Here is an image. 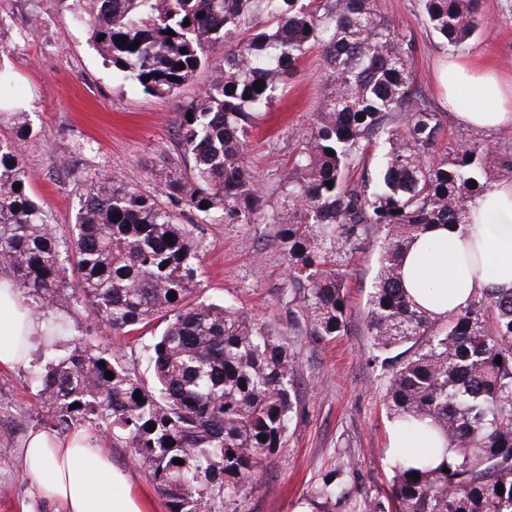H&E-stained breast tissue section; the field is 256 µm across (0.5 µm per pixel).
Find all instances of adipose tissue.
<instances>
[{
  "label": "adipose tissue",
  "mask_w": 512,
  "mask_h": 512,
  "mask_svg": "<svg viewBox=\"0 0 512 512\" xmlns=\"http://www.w3.org/2000/svg\"><path fill=\"white\" fill-rule=\"evenodd\" d=\"M438 78L461 124L488 133L512 127V79L458 58L449 59ZM467 95L472 104L460 106ZM402 278L410 298L434 317L465 306L483 288L512 289V182L478 197L468 223L436 225L419 236L403 257ZM43 330L18 289L0 275V368L26 361ZM25 469L31 489L49 496L56 512H142L132 493L113 496V486L127 478L83 431L64 439L34 433Z\"/></svg>",
  "instance_id": "1"
}]
</instances>
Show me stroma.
<instances>
[{"instance_id": "35a3bbf8", "label": "stroma", "mask_w": 512, "mask_h": 512, "mask_svg": "<svg viewBox=\"0 0 512 512\" xmlns=\"http://www.w3.org/2000/svg\"><path fill=\"white\" fill-rule=\"evenodd\" d=\"M71 9L72 0H0V69L32 131L23 145L29 188L60 226L72 222L81 189L105 174L144 194L162 196L159 173L177 149L178 108L199 95L210 76L204 66L173 97L146 95L118 78ZM380 9L412 41L417 96L439 113L446 135L487 144L497 157L511 155L512 129L490 134L471 129L444 105L436 74L452 51L429 27L420 0H380ZM481 14L482 31L461 57L478 66H511L512 0H481ZM328 91L322 51L311 48L274 106L256 121L246 159L258 175L268 209L277 208V186L289 168L295 140L312 123ZM197 233L204 242L200 297L284 324L278 291L286 284L287 260L277 247L274 225L213 220ZM377 270V249L351 260L347 334L329 342L294 337L303 418L284 451L256 470L261 493L228 504L212 502V512H300L321 475L349 457L359 460L367 487H387L391 450L400 441L384 405L387 373L370 363L367 299ZM76 321L79 337L102 347L121 346L125 362L152 383L143 340L115 337L83 311ZM40 363L35 355L26 364L0 369V458L6 460L0 465V512H54L50 498L30 497L23 464L29 432L69 435L56 429L52 410L30 382ZM110 454L143 512H168L165 497L136 465L132 450L118 447Z\"/></svg>"}]
</instances>
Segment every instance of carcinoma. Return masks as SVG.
<instances>
[{"instance_id":"1","label":"carcinoma","mask_w":512,"mask_h":512,"mask_svg":"<svg viewBox=\"0 0 512 512\" xmlns=\"http://www.w3.org/2000/svg\"><path fill=\"white\" fill-rule=\"evenodd\" d=\"M421 3L447 46L459 50L480 33V0ZM72 13L125 82L154 97L175 94L214 46L224 57L208 88L179 108V158L162 177L163 202L102 177L60 230L29 190L22 113L13 114V136L0 139V271L32 313L86 308L126 337L165 322L145 345L150 386L119 350L63 343L65 320L53 322L31 381L56 426L83 421L103 449H133L168 512H209L210 500L259 492L254 471L302 419L297 351L272 324L199 298L203 240L181 218L187 211L276 225L288 259V328L320 341L347 333L351 257L380 241L367 330L372 361L389 374L386 408L410 438L430 422L452 455L435 465L398 449L388 488L376 492L349 459L326 471L311 496L320 512H512V290L486 288L433 318L405 294L401 273L403 254L432 225L467 222L469 203L496 181L492 151L476 141L442 146L439 113L414 104L413 44L378 0H73ZM256 13L269 24L239 42ZM314 44L332 91L299 135L270 214L244 150L256 114ZM381 144L385 161L371 178L367 161Z\"/></svg>"}]
</instances>
